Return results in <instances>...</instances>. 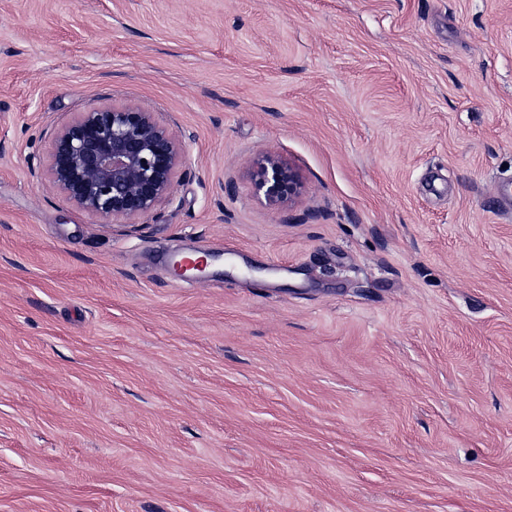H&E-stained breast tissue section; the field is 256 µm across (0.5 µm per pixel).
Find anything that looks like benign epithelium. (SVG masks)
I'll return each instance as SVG.
<instances>
[{
  "mask_svg": "<svg viewBox=\"0 0 512 512\" xmlns=\"http://www.w3.org/2000/svg\"><path fill=\"white\" fill-rule=\"evenodd\" d=\"M184 163L183 149L154 113L126 103L92 107L66 124L54 139L49 175L77 206L132 224L172 194ZM250 173L270 207L305 192L297 170L272 152L254 157Z\"/></svg>",
  "mask_w": 512,
  "mask_h": 512,
  "instance_id": "1",
  "label": "benign epithelium"
}]
</instances>
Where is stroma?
Segmentation results:
<instances>
[{"label":"stroma","instance_id":"obj_1","mask_svg":"<svg viewBox=\"0 0 512 512\" xmlns=\"http://www.w3.org/2000/svg\"><path fill=\"white\" fill-rule=\"evenodd\" d=\"M126 102L132 224L47 176ZM0 512H512V0H0ZM184 163L154 113L126 103L92 107L66 124L54 139L49 175L77 206L132 224L172 194ZM250 173L255 191L273 208L291 204L305 192L297 170L272 152L257 155L251 160Z\"/></svg>","mask_w":512,"mask_h":512}]
</instances>
